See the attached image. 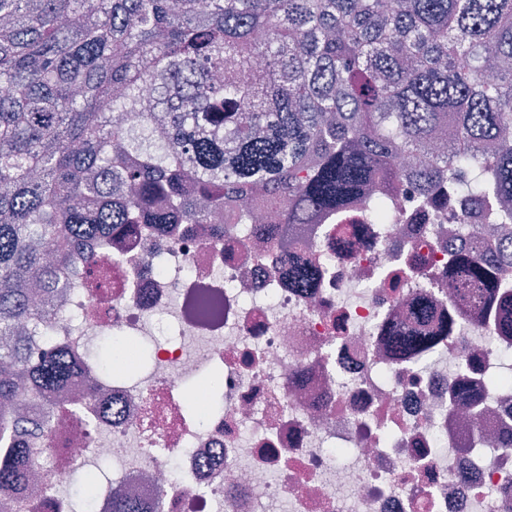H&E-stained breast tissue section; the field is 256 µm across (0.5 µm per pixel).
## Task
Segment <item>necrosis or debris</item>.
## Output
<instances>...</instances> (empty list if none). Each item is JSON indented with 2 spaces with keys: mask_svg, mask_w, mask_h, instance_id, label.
<instances>
[{
  "mask_svg": "<svg viewBox=\"0 0 512 512\" xmlns=\"http://www.w3.org/2000/svg\"><path fill=\"white\" fill-rule=\"evenodd\" d=\"M390 164L401 182L385 221L357 206L286 254L235 224L219 246L208 224L133 233L112 249L111 294L70 283L49 299L60 319L35 347L85 361L106 339L124 354L59 391L79 408L4 512H102L120 487L165 512H512V356L495 314L461 308L448 281L449 254L494 239L492 220L464 196L422 206L408 160ZM296 264L316 268L315 288L289 286ZM202 289L222 305L209 322L190 307ZM427 297L454 333L393 360L385 324ZM140 343L146 368L126 353ZM203 371L217 388L193 384ZM464 382L481 392L465 444L448 406ZM102 462L85 497L77 473Z\"/></svg>",
  "mask_w": 512,
  "mask_h": 512,
  "instance_id": "obj_1",
  "label": "necrosis or debris"
}]
</instances>
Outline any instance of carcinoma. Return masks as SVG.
<instances>
[{
  "label": "carcinoma",
  "mask_w": 512,
  "mask_h": 512,
  "mask_svg": "<svg viewBox=\"0 0 512 512\" xmlns=\"http://www.w3.org/2000/svg\"><path fill=\"white\" fill-rule=\"evenodd\" d=\"M394 153L424 204L452 182L508 231L512 0H0V490L29 480L28 428L51 440L69 411L50 395L74 363L27 356L53 316L26 285L60 287L80 255L97 290L125 225L172 235L214 210L247 224L248 196L280 209L268 241L292 248L317 231L307 216L395 184ZM484 250L452 254L448 271L470 310L495 300L512 331V288ZM388 339L406 357L438 337L400 321ZM23 385L33 413L15 406Z\"/></svg>",
  "instance_id": "1"
}]
</instances>
